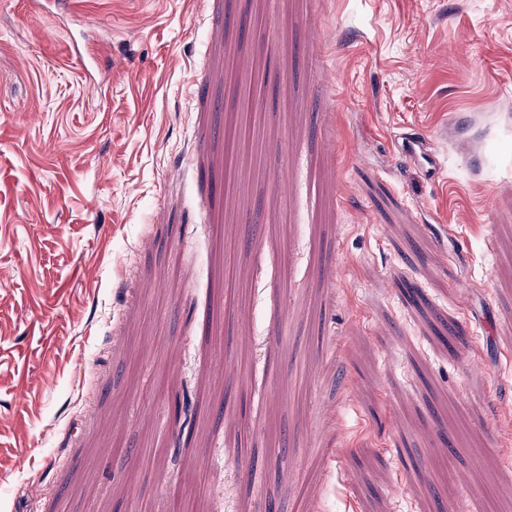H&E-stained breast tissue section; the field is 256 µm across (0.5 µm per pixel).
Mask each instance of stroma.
Returning <instances> with one entry per match:
<instances>
[{"label": "stroma", "instance_id": "35a3bbf8", "mask_svg": "<svg viewBox=\"0 0 512 512\" xmlns=\"http://www.w3.org/2000/svg\"><path fill=\"white\" fill-rule=\"evenodd\" d=\"M239 7L268 30L0 0V512H165L192 470L184 512H512V0ZM264 46L282 101L228 202L221 75Z\"/></svg>", "mask_w": 512, "mask_h": 512}]
</instances>
